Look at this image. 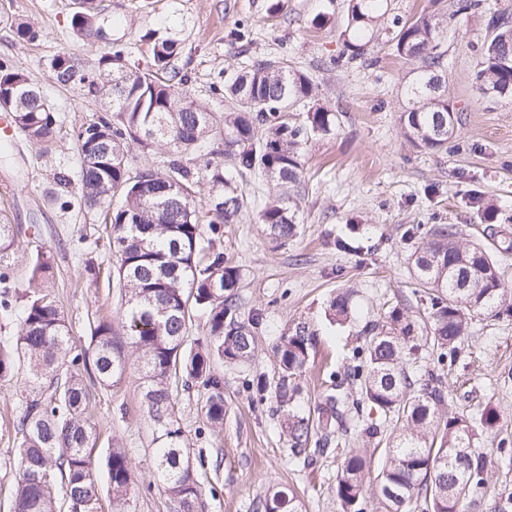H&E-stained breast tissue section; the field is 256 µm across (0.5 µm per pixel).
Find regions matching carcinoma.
I'll list each match as a JSON object with an SVG mask.
<instances>
[{
    "mask_svg": "<svg viewBox=\"0 0 512 512\" xmlns=\"http://www.w3.org/2000/svg\"><path fill=\"white\" fill-rule=\"evenodd\" d=\"M386 0H349L339 37L338 64L363 61L371 54ZM489 35L483 42L475 72L479 94L512 99V18L499 10L486 13ZM96 0H79L72 27L81 36L100 23ZM388 33L396 56L412 64L400 112L404 136L413 144L448 152V126L458 129L441 78L446 72L441 46L445 19L438 12L413 21H393ZM15 34L33 43L41 38L35 26L21 22ZM152 43V65L142 68L115 48L98 69L87 70L61 54L51 69L63 86L94 89L101 114L69 129L81 156V190L61 198L63 210H97L104 214L112 255L115 287L124 299L123 316L132 354L142 372V406L156 432V472L179 512H199L202 490L183 448L184 432L173 418L171 378L183 387L204 390V413L213 425L224 421V378L214 363L244 365L255 351L258 314L241 312L240 273L218 246L224 225L234 224L248 198L239 184L258 174L278 187L261 201L260 219L275 243L300 235L299 200L294 189L302 181L304 151L310 138L334 129V113L312 101L310 77L283 58L244 66L229 82L219 72L210 83L213 95L224 96L227 112L208 111L186 88L188 78L174 64L178 43L146 35ZM0 100L14 102L15 127L31 142L48 145L62 123L24 70L0 60ZM303 110L297 122L292 112ZM214 139L215 153L232 169L215 162L200 165L198 145ZM152 151L163 147L162 166L133 168L130 145ZM217 200L208 223H200L193 206L196 190ZM486 241L465 238L457 224H437L407 236L417 240L412 254L415 275L430 305L429 339L437 364L455 359L473 317L487 313L512 316V288L500 278L499 261L512 257V239L494 227L496 207L480 195L470 198ZM19 228L0 224V311L22 312L14 342L0 345V379L24 374L18 394L13 512H96L99 481L92 453L97 432L89 415L85 378L110 388L128 368L129 354L114 340L112 320L90 327L88 349L77 353L69 322L56 297L42 283L52 270L49 252L30 260L29 285L18 298L10 291L5 265L14 250ZM329 309L339 321L351 318L352 298L341 292ZM205 318V336L189 340L194 316ZM364 346L353 354L350 377L358 383L360 402L391 425L390 430L362 410L348 417L340 400L327 394L310 411L297 402L296 378L318 344L304 324L279 337L273 347L278 376H260L249 384L258 400L274 395L280 427L293 456L307 465L327 452L329 437L340 431L368 439L385 438L384 462L378 473L377 501L382 512H466L472 494L485 483L487 455L481 437L499 422L496 410L465 416L448 411L443 374L434 369L417 376L406 355L418 350L415 326L399 308L365 330ZM370 460L359 448L343 451L333 492L340 512H362L363 479ZM104 468L112 496V512H126L134 485L128 453L109 445ZM62 498H57V485ZM257 512H302L293 490L277 488L259 499Z\"/></svg>",
    "mask_w": 512,
    "mask_h": 512,
    "instance_id": "1",
    "label": "carcinoma"
}]
</instances>
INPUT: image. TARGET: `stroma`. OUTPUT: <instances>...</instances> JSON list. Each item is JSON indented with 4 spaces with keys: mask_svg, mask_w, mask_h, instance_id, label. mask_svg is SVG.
Returning a JSON list of instances; mask_svg holds the SVG:
<instances>
[{
    "mask_svg": "<svg viewBox=\"0 0 512 512\" xmlns=\"http://www.w3.org/2000/svg\"><path fill=\"white\" fill-rule=\"evenodd\" d=\"M70 0H0V59L24 69L57 112L65 128L99 112L88 87L63 86L50 67L69 54L86 69H97L113 47H124L130 62L147 65V31L176 40V64L187 71L188 87L211 111L224 110L212 97L216 73L232 78L255 57H287L309 74L316 100L336 114L333 134L310 139L305 156L299 219L302 234L279 246L258 219V203L272 184L248 178L251 202L237 223L224 227V256L240 270L243 311L260 310L256 351L243 366L218 365L224 378V424L212 427L201 409L198 390L184 391L173 379L174 413L184 445L202 489L204 512H253L268 489H294L303 512H338L331 491L335 451L306 467L292 459L274 413V401L257 402L247 384L257 376L272 379L278 366L275 341L297 323H307L318 345L297 383L301 400L314 402L330 372L351 365L367 325L400 307L413 321L419 338L429 324L427 297L417 284L410 225L429 229L457 224L467 238L484 229L469 204L471 195L493 199L497 227L512 235V100L481 98L474 83L479 48L485 39L480 13H461L458 0H388V16L405 19L439 9L448 19L443 41L448 73V102L461 115L458 138L448 152L415 147L399 124L402 88L410 62L396 57L387 35L375 43L373 64L335 65L342 51L336 27L347 15L348 0H102L105 39L86 41L71 24ZM326 25H316L317 17ZM34 24L42 37L17 39L11 19ZM247 25L249 40L235 38ZM10 152L0 158V222L19 227L9 260L14 291L29 287L28 262L37 249L50 251L49 287L65 311L77 349L89 345V323L108 316L122 345L130 339L123 327L120 296L109 279L115 259L107 239L97 237L101 224L94 210H60L54 196L65 174L70 191H78L80 153L68 135L51 148L12 134ZM94 262L99 277L85 265ZM356 293L357 310L345 323L334 322L329 301L342 289ZM22 375L0 379V512H11L15 485L17 436L16 390ZM448 409L474 414L486 407L499 414L495 434L481 442L488 476L480 488L476 512H491L512 495V317H475L454 363L445 365ZM140 373L129 366L112 388L92 386V409L99 433L97 454L108 440L126 448L135 471L127 512H177L164 493L152 460L155 431L144 418Z\"/></svg>",
    "mask_w": 512,
    "mask_h": 512,
    "instance_id": "obj_1",
    "label": "stroma"
}]
</instances>
